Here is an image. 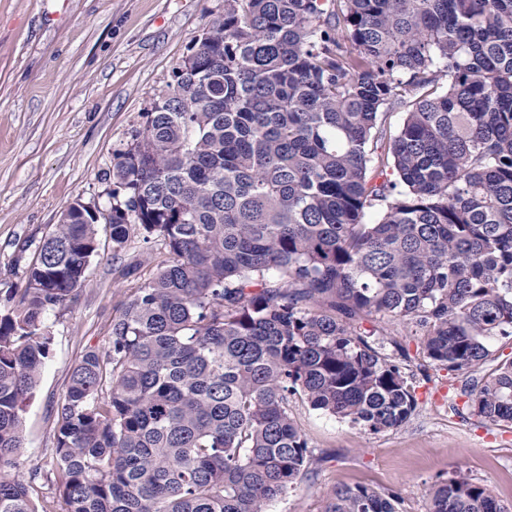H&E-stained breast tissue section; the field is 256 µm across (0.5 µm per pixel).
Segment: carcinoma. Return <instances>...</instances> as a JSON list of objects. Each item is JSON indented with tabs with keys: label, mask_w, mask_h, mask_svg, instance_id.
<instances>
[{
	"label": "carcinoma",
	"mask_w": 512,
	"mask_h": 512,
	"mask_svg": "<svg viewBox=\"0 0 512 512\" xmlns=\"http://www.w3.org/2000/svg\"><path fill=\"white\" fill-rule=\"evenodd\" d=\"M112 183L113 247L135 224L165 259L58 406L67 512H270L308 463L289 397L373 433L414 412L385 325L450 371L512 339V0H224ZM98 249L76 201L0 312V512H36L7 472L50 352L44 316ZM463 394L512 424V361ZM427 498L512 512L462 474ZM397 500L342 487L325 512Z\"/></svg>",
	"instance_id": "cac0c4a2"
}]
</instances>
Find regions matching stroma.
Returning a JSON list of instances; mask_svg holds the SVG:
<instances>
[{
	"label": "stroma",
	"instance_id": "obj_1",
	"mask_svg": "<svg viewBox=\"0 0 512 512\" xmlns=\"http://www.w3.org/2000/svg\"><path fill=\"white\" fill-rule=\"evenodd\" d=\"M223 10L224 0H0V310L71 203L111 207L116 153L142 130L174 68ZM98 238L75 301L45 316L50 355L23 413L18 475L38 512H65L54 458L70 374L86 352L107 350L113 315L165 254L161 241L143 242L136 228L118 252L106 225ZM387 331L388 354L400 346L408 353L416 411L403 426L373 434L291 397L310 457L271 512H324L335 488L355 485L398 493L399 512H426V489L456 470L512 504V425L455 407L471 376L512 359V341L495 343L488 363L470 374L423 366L410 329Z\"/></svg>",
	"mask_w": 512,
	"mask_h": 512
}]
</instances>
